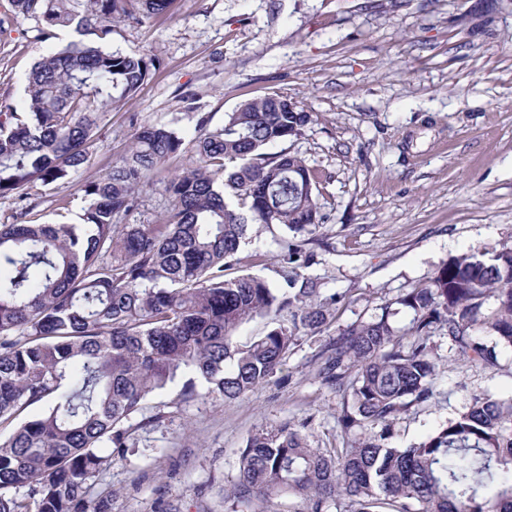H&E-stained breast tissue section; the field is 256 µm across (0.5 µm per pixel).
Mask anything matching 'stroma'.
I'll return each mask as SVG.
<instances>
[{"label": "stroma", "mask_w": 512, "mask_h": 512, "mask_svg": "<svg viewBox=\"0 0 512 512\" xmlns=\"http://www.w3.org/2000/svg\"><path fill=\"white\" fill-rule=\"evenodd\" d=\"M478 0H176L166 15L126 21L106 40L0 0V105L20 104L42 56L76 38L158 60L134 100L105 112L87 163L64 182L29 191L33 223L81 221L79 188L124 156L136 129L164 123L185 138L197 113L212 125L240 104L276 92L311 122L284 149L320 177L325 221L308 235L304 277L336 315L301 332L263 384L221 403L182 397V382L149 398L154 422L112 451L93 493L113 492L112 512H308L288 495L234 499L239 452L261 429L290 425L314 448L353 443L343 394L317 375L320 354L347 326L429 283L450 257L512 247V5L478 12ZM182 154L143 187L128 224L159 223L166 184ZM276 225H253L231 275L280 277ZM498 365L467 363L442 333L432 397L392 426V443H421L467 405L472 392L512 397V347Z\"/></svg>", "instance_id": "35a3bbf8"}]
</instances>
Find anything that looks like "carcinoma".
Listing matches in <instances>:
<instances>
[{"label":"carcinoma","mask_w":512,"mask_h":512,"mask_svg":"<svg viewBox=\"0 0 512 512\" xmlns=\"http://www.w3.org/2000/svg\"><path fill=\"white\" fill-rule=\"evenodd\" d=\"M175 0H12L16 12L47 26L106 39L132 11L167 14ZM156 61L72 41L42 57L26 78L23 111L0 110V197L63 182L88 161L99 115L136 95ZM309 113L277 93L224 114L221 126L197 115L196 135L146 124L112 169L79 188L84 226L0 224V512H112V496L86 506L88 489L112 464L102 448H126L152 422L147 400L192 372L203 391L183 396L235 399L283 365L301 331L332 316L301 278L302 245L286 244L280 283L226 277L251 224L295 234L324 222L318 177L285 150ZM187 167L166 190L161 224H124L139 191L177 153ZM399 310L354 323L329 341L317 373L346 394L341 421L356 430L347 448H311L280 425L252 434L240 452L234 497L288 492L328 512H512V398L473 393L465 410L417 446L392 447L391 423L427 402L437 371L429 344L446 329L476 367L497 366L485 332L512 346V247L448 259L429 281L397 299ZM277 326L250 342L234 340L252 318ZM45 405L38 417L20 415ZM141 416L140 422L131 419ZM27 489L23 497L15 495Z\"/></svg>","instance_id":"obj_1"}]
</instances>
